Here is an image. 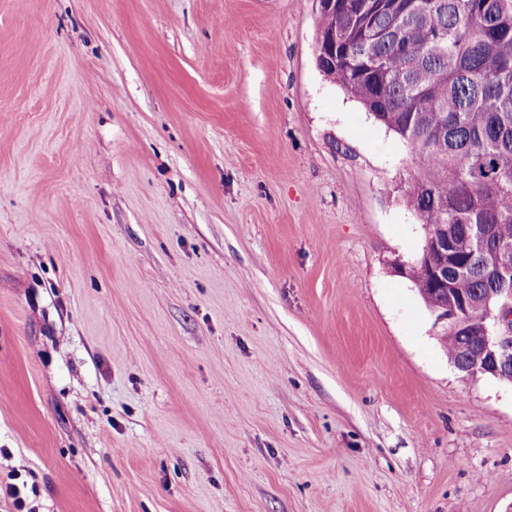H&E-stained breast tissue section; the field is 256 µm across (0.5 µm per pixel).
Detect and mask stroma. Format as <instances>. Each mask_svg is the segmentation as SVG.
I'll return each mask as SVG.
<instances>
[{
  "instance_id": "obj_1",
  "label": "stroma",
  "mask_w": 512,
  "mask_h": 512,
  "mask_svg": "<svg viewBox=\"0 0 512 512\" xmlns=\"http://www.w3.org/2000/svg\"><path fill=\"white\" fill-rule=\"evenodd\" d=\"M318 0H0V483L35 512H512V384L396 261L406 144Z\"/></svg>"
}]
</instances>
